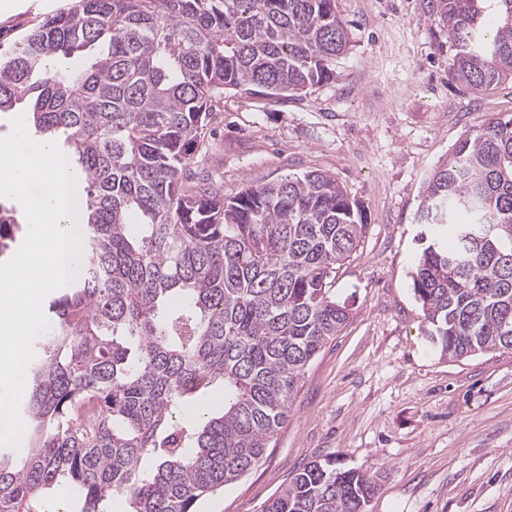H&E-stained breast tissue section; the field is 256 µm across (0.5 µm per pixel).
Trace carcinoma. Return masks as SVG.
Masks as SVG:
<instances>
[{
	"mask_svg": "<svg viewBox=\"0 0 512 512\" xmlns=\"http://www.w3.org/2000/svg\"><path fill=\"white\" fill-rule=\"evenodd\" d=\"M485 2L437 12L476 92L512 81V0L491 20ZM349 44L337 0H75L0 50V112L29 100L67 155L83 245L27 368V450L0 448V512H59L42 504L61 488L79 512H197L263 460L350 318L332 283L365 215L323 172L226 194L187 168L224 91L305 94ZM418 223L437 227L412 281L440 356L512 349L511 113L458 140ZM216 385L224 407L201 405ZM375 490L312 461L263 512H362Z\"/></svg>",
	"mask_w": 512,
	"mask_h": 512,
	"instance_id": "obj_1",
	"label": "carcinoma"
}]
</instances>
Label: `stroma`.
Instances as JSON below:
<instances>
[{
	"label": "stroma",
	"instance_id": "1",
	"mask_svg": "<svg viewBox=\"0 0 512 512\" xmlns=\"http://www.w3.org/2000/svg\"><path fill=\"white\" fill-rule=\"evenodd\" d=\"M70 0H11L16 44ZM351 46L336 77L291 99L225 92L192 169L223 192L307 171L332 175L368 217L337 269L349 320L311 363L261 463L198 512H262L304 465L331 458L373 475L367 512H512V349L440 358L411 273L428 176L456 142L512 113V84L451 80L436 0H337Z\"/></svg>",
	"mask_w": 512,
	"mask_h": 512
}]
</instances>
